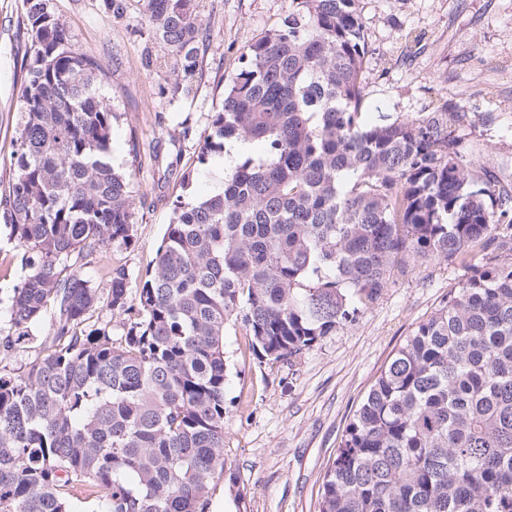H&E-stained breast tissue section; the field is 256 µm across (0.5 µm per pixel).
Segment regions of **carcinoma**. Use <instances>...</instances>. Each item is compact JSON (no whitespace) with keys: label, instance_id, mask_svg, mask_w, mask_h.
I'll return each mask as SVG.
<instances>
[{"label":"carcinoma","instance_id":"carcinoma-1","mask_svg":"<svg viewBox=\"0 0 512 512\" xmlns=\"http://www.w3.org/2000/svg\"><path fill=\"white\" fill-rule=\"evenodd\" d=\"M170 56L197 70L196 0H139ZM358 0H288L244 47L199 163L260 147L224 190L173 201L154 265L107 294L83 261L135 245L129 181L107 161V77L72 49L49 0H26L23 118L10 237L29 273L15 336L52 311L49 345L0 373V512H205L226 473V324L291 362L356 320L394 273L437 258L468 270L381 370L324 474L319 512H512V194L466 159L462 108L369 123ZM104 303L124 317L90 322Z\"/></svg>","mask_w":512,"mask_h":512}]
</instances>
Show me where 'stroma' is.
<instances>
[{
	"label": "stroma",
	"mask_w": 512,
	"mask_h": 512,
	"mask_svg": "<svg viewBox=\"0 0 512 512\" xmlns=\"http://www.w3.org/2000/svg\"><path fill=\"white\" fill-rule=\"evenodd\" d=\"M114 16L103 0H50L72 46L106 70L98 94L115 114L108 160L130 183L136 246L90 258L82 272L100 290L124 267L137 288L172 218L176 196L221 190L220 158L200 165L199 148L245 46L280 27L288 0H199L205 29L190 93H174L170 60L138 0ZM368 41L364 110L418 117L442 105L464 108L467 158L497 187L512 190V0H359ZM25 0H0V180L9 177L27 41ZM25 255L0 212V338L28 274ZM464 268L431 259L397 274L356 322L324 337L294 362L251 355L240 326L227 325L224 457L244 500L217 482L207 512H318L323 476L345 429L389 358L465 279Z\"/></svg>",
	"instance_id": "obj_1"
}]
</instances>
